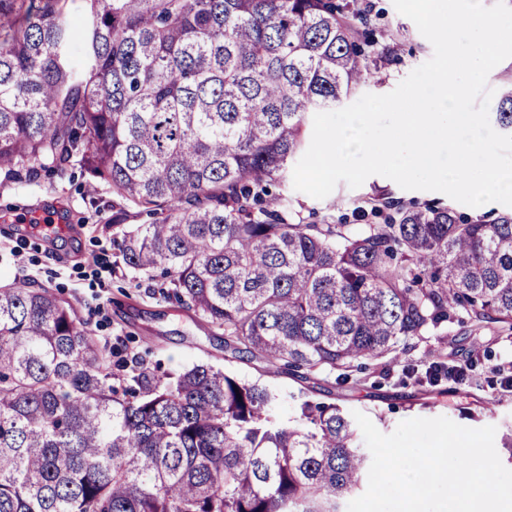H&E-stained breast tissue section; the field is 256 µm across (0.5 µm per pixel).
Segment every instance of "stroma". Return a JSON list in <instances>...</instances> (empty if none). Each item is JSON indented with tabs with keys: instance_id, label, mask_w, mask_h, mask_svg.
I'll list each match as a JSON object with an SVG mask.
<instances>
[{
	"instance_id": "35a3bbf8",
	"label": "stroma",
	"mask_w": 512,
	"mask_h": 512,
	"mask_svg": "<svg viewBox=\"0 0 512 512\" xmlns=\"http://www.w3.org/2000/svg\"><path fill=\"white\" fill-rule=\"evenodd\" d=\"M373 2V28L393 30L397 44L393 59L381 66L380 82L368 88L382 95L427 62L433 47L411 19L397 12L393 0ZM379 195L406 205L452 204L475 220L512 214V207L496 202L479 209L456 205L445 194L405 190L379 175L355 189L338 183L323 199L290 190V214L304 224L359 229L384 223V214L374 213L369 204ZM115 200L111 185L90 183L75 166L61 173L42 170L31 179L0 180V284L24 280L52 289L76 308L91 335L108 346L126 348L155 375L173 374L199 361L223 363V336L201 316L156 294L162 275L149 278L117 266L112 241ZM42 213L56 216L65 232L44 237L26 225V217ZM475 347L490 349L491 356L465 384L447 379L435 386L424 383L428 365L444 353L453 350L463 357ZM511 365L512 339L488 331L475 341L466 327L455 324L447 336L421 343L411 364L386 370L369 363L334 393L340 404L365 414L385 434L403 420L439 416L465 427L492 425L501 432L512 425V386L504 383L498 369Z\"/></svg>"
}]
</instances>
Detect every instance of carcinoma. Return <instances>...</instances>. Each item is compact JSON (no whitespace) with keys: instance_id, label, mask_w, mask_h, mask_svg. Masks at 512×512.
<instances>
[{"instance_id":"carcinoma-1","label":"carcinoma","mask_w":512,"mask_h":512,"mask_svg":"<svg viewBox=\"0 0 512 512\" xmlns=\"http://www.w3.org/2000/svg\"><path fill=\"white\" fill-rule=\"evenodd\" d=\"M59 2L0 0V175L77 163L112 185L124 267L162 269L224 360L264 367L161 379L50 289L1 284L0 512H345L370 459L308 382L454 323L512 335V214L387 201L391 223L355 230L294 222L271 193L312 115L376 82L364 0H85L77 20ZM493 116L511 135V81Z\"/></svg>"}]
</instances>
